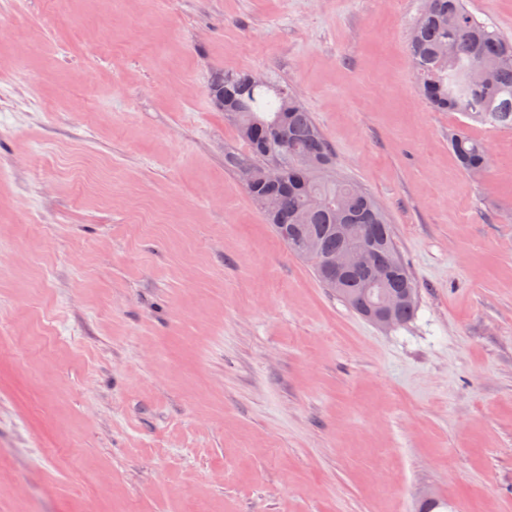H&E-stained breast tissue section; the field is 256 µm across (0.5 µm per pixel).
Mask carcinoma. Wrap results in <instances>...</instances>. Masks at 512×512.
Segmentation results:
<instances>
[{
    "mask_svg": "<svg viewBox=\"0 0 512 512\" xmlns=\"http://www.w3.org/2000/svg\"><path fill=\"white\" fill-rule=\"evenodd\" d=\"M410 58L421 95L433 110L512 129V42L478 20L463 0H426L413 27ZM207 93L249 149L246 156L227 155V163L251 169L252 182L245 186L255 203L275 196L276 212H261L288 250L297 255L300 245L315 244L317 253L309 260L322 282L323 263L345 247L336 225H362L372 265L384 276L381 290L409 295L395 311V324L410 322L418 287L397 251L391 225L366 191L337 177L327 139L288 86L245 70L217 71ZM449 142L465 171L476 175L489 168L483 141L457 131ZM334 292L362 317L378 302V289L364 270L343 271Z\"/></svg>",
    "mask_w": 512,
    "mask_h": 512,
    "instance_id": "cac0c4a2",
    "label": "carcinoma"
}]
</instances>
